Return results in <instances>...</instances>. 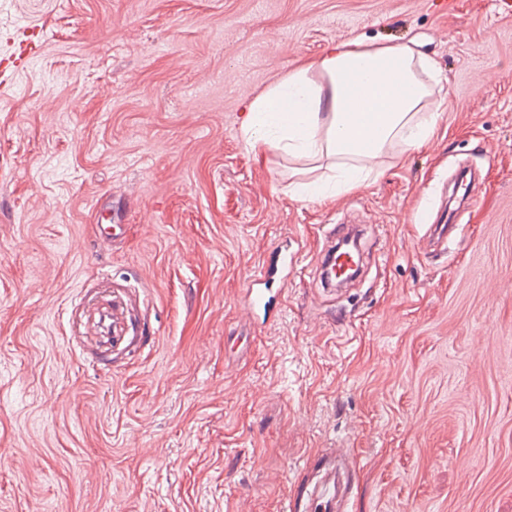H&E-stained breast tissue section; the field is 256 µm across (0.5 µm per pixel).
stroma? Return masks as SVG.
Here are the masks:
<instances>
[{
    "mask_svg": "<svg viewBox=\"0 0 512 512\" xmlns=\"http://www.w3.org/2000/svg\"><path fill=\"white\" fill-rule=\"evenodd\" d=\"M33 23L0 82V512H287L338 448L347 512H512V7L0 0V59ZM357 37L421 42L437 132L292 198L246 108ZM349 217L381 257L322 287ZM283 241L301 272L243 311ZM109 300L115 343L85 333Z\"/></svg>",
    "mask_w": 512,
    "mask_h": 512,
    "instance_id": "35a3bbf8",
    "label": "stroma"
}]
</instances>
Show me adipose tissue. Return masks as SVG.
Returning <instances> with one entry per match:
<instances>
[{
  "label": "adipose tissue",
  "instance_id": "adipose-tissue-1",
  "mask_svg": "<svg viewBox=\"0 0 512 512\" xmlns=\"http://www.w3.org/2000/svg\"><path fill=\"white\" fill-rule=\"evenodd\" d=\"M419 46L415 39H355L289 70L250 104L242 124L247 150H276L310 169L326 168V186L339 192L361 187L378 173L390 145L414 149L437 131L441 77Z\"/></svg>",
  "mask_w": 512,
  "mask_h": 512
}]
</instances>
